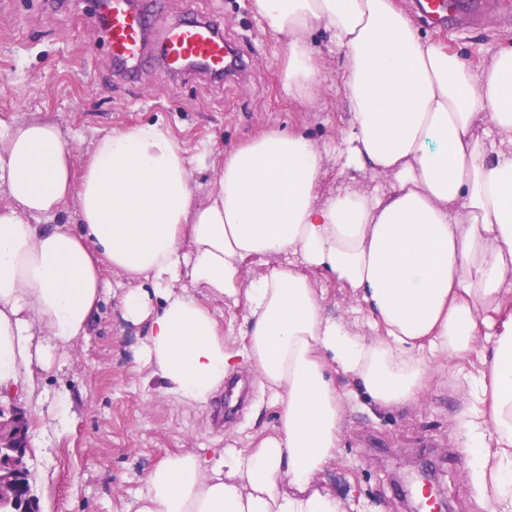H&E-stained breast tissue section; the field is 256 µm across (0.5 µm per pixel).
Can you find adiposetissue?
<instances>
[{
  "label": "adipose tissue",
  "instance_id": "ef3b65f1",
  "mask_svg": "<svg viewBox=\"0 0 512 512\" xmlns=\"http://www.w3.org/2000/svg\"><path fill=\"white\" fill-rule=\"evenodd\" d=\"M255 5L284 48L288 96L312 100L320 84L312 27L342 51L345 187L320 196L328 152L302 132L270 128L225 151L201 196L189 149L161 123L101 136L79 173L58 124L16 125L0 148V391L67 430L78 396L48 398L41 375L86 336L110 266L127 283L125 319L145 326L142 366L166 396L208 405L247 366L278 409L247 450L166 455L136 512H341L314 487L341 434L329 367L378 404H406L433 359L472 352L485 329L495 345L461 430L488 512H512V47L477 74L421 38L394 0ZM361 173L388 190L357 188ZM72 198L77 223H52ZM251 262L261 270L248 278ZM309 268L360 295L377 335L326 317ZM213 299L244 302L241 346L225 340Z\"/></svg>",
  "mask_w": 512,
  "mask_h": 512
}]
</instances>
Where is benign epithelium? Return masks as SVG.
Segmentation results:
<instances>
[{
	"label": "benign epithelium",
	"mask_w": 512,
	"mask_h": 512,
	"mask_svg": "<svg viewBox=\"0 0 512 512\" xmlns=\"http://www.w3.org/2000/svg\"><path fill=\"white\" fill-rule=\"evenodd\" d=\"M30 427V416L23 407L14 405L7 413L0 410V495L12 493L17 512H39L33 496L20 495L28 477ZM422 488L430 512H446L447 500L430 477L423 476Z\"/></svg>",
	"instance_id": "1"
}]
</instances>
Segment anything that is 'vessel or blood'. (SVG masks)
<instances>
[{
	"mask_svg": "<svg viewBox=\"0 0 512 512\" xmlns=\"http://www.w3.org/2000/svg\"><path fill=\"white\" fill-rule=\"evenodd\" d=\"M131 7L128 0H107L104 25L112 61L118 66V76L129 81L140 80L149 66L144 41L148 21L155 17L156 5ZM483 0H418V8L431 23L443 22L452 16L474 20L483 12ZM164 68L169 76H177L196 63L206 75L222 77L225 72H246L248 61L226 51L220 26L214 20L195 19L172 24L164 38Z\"/></svg>",
	"mask_w": 512,
	"mask_h": 512,
	"instance_id": "1",
	"label": "vessel or blood"
}]
</instances>
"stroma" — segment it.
<instances>
[{
    "label": "stroma",
    "instance_id": "stroma-1",
    "mask_svg": "<svg viewBox=\"0 0 512 512\" xmlns=\"http://www.w3.org/2000/svg\"><path fill=\"white\" fill-rule=\"evenodd\" d=\"M508 0H487L486 23L442 33L419 14L415 0H395L419 32L458 53L481 71L503 47L512 46V24L499 22ZM93 0H0V141L15 125L33 119L59 124L83 166L100 135L159 121L205 152L194 179L210 189L216 162L226 149L271 127L306 132L319 146H332L346 132L350 114L343 100L342 57L322 27L309 37L320 49L322 82L309 103L288 97L282 86L283 48L264 25L252 0H167L166 19L194 13L220 22L225 38L251 64L244 81L214 84L190 72L178 78L153 71L140 82L116 77ZM112 284L85 339L43 375L49 393L83 392L68 432L56 434L48 419H33L27 460L40 512H136L146 472L169 453L201 446L243 449L270 431L277 409L258 379L251 402L235 424L221 428L215 405L180 403L138 369L144 328L122 316L123 280L105 269ZM310 279L325 291L324 313L353 317L364 304L350 289L319 271ZM481 355L446 361L433 369L418 401L380 406L350 376L329 370L346 393L336 457L315 479L343 512H405L395 494L396 476L418 462L432 466L452 512H485L470 480L471 457L460 423L472 403L470 381Z\"/></svg>",
    "mask_w": 512,
    "mask_h": 512
}]
</instances>
